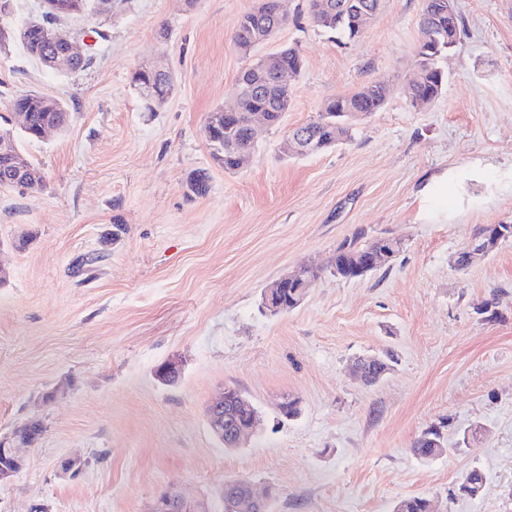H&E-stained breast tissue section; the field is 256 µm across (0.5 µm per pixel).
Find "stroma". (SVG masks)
Segmentation results:
<instances>
[{
  "mask_svg": "<svg viewBox=\"0 0 512 512\" xmlns=\"http://www.w3.org/2000/svg\"><path fill=\"white\" fill-rule=\"evenodd\" d=\"M257 4L108 0L57 23L91 59L77 72L0 49V114L29 91L71 113L19 141L42 188L0 187V435L43 427L0 483V512H146L168 487L212 499L229 477L275 488L271 512H393L414 495L433 512H512V238L454 264L480 227L512 224V0H452L458 43L423 108L408 94L423 0H384L353 41L284 0L287 24L245 56L232 35ZM286 46L303 60L290 107L245 168L224 172L206 118L234 107L254 58ZM145 64L175 77L151 112L129 83ZM370 83L386 101L350 137L283 153L290 130ZM200 171L203 196L188 187ZM441 174L447 198L424 200ZM359 232L403 249L337 278L329 261ZM300 266L321 270L303 303L263 311V289ZM387 351L391 371L365 385L353 364ZM171 359L182 372L167 385L156 370ZM227 387L264 418L237 450L205 416ZM288 396L301 414L281 422ZM437 424L446 452L418 458L413 442ZM70 457L83 465L63 472ZM473 468L486 484L471 498L458 485Z\"/></svg>",
  "mask_w": 512,
  "mask_h": 512,
  "instance_id": "1",
  "label": "stroma"
}]
</instances>
